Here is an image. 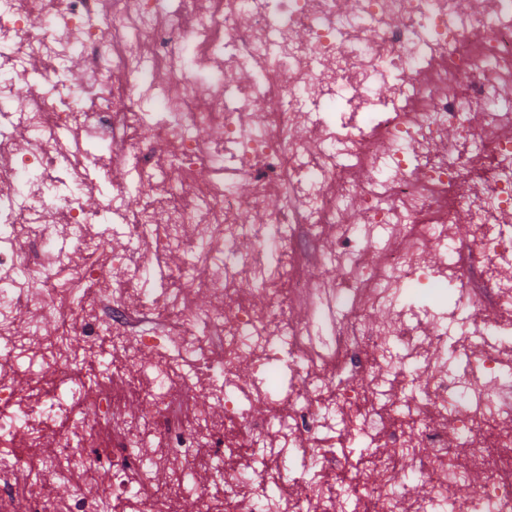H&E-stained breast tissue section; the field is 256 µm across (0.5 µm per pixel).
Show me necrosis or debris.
<instances>
[{"label":"necrosis or debris","mask_w":512,"mask_h":512,"mask_svg":"<svg viewBox=\"0 0 512 512\" xmlns=\"http://www.w3.org/2000/svg\"><path fill=\"white\" fill-rule=\"evenodd\" d=\"M4 82L0 436L25 440L0 480V512H100L85 483L63 505L46 483L97 437L74 394L120 404L89 380L97 358L66 352L77 337L99 347L104 329L110 365L142 398L137 415L110 427L116 496L157 512L242 502L276 512L252 498L259 474L237 445H224L220 479L200 481L202 449L221 443L228 420L252 436L285 431L319 466L311 478L291 472L283 512H339L345 486L362 512H421L395 489L405 466L432 498H452L453 512H512V0L474 10L462 0H0ZM31 129L40 136L30 142ZM481 151L491 168L459 193ZM131 161L159 196L158 209L135 216L114 176ZM200 169L237 175L248 196L195 184ZM247 206L261 223L243 222ZM462 209L470 255L456 244ZM297 224L328 242L334 291L352 302L317 345L291 313L307 295ZM146 253L168 262L166 294L150 288ZM475 257L483 296L449 303V289L468 288ZM77 282L84 299L62 313L57 301ZM199 287L207 305H185ZM413 288L431 303L410 301ZM20 319L35 372L16 351ZM245 361L266 415L234 380ZM281 365L287 393L263 390ZM344 365L353 381L332 382ZM315 377L325 392H308ZM178 387L219 398L223 419L173 415ZM395 399L407 408L396 418ZM333 413L394 448L369 460L373 478L325 448ZM135 437L159 447L143 471L123 450ZM472 475L475 493L455 496Z\"/></svg>","instance_id":"4bbe7bcc"}]
</instances>
